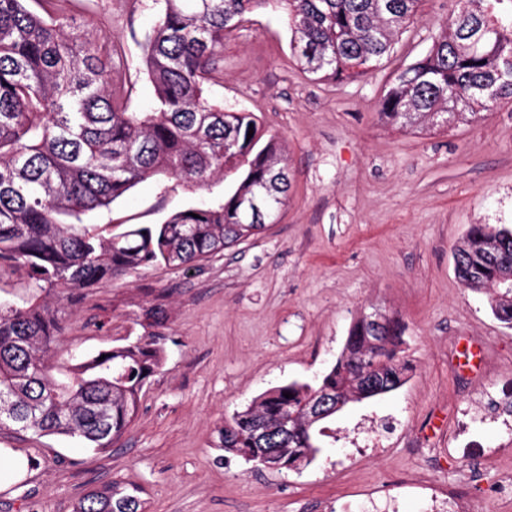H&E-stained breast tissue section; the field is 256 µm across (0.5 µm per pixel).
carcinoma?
I'll use <instances>...</instances> for the list:
<instances>
[{
  "label": "carcinoma",
  "instance_id": "carcinoma-1",
  "mask_svg": "<svg viewBox=\"0 0 512 512\" xmlns=\"http://www.w3.org/2000/svg\"><path fill=\"white\" fill-rule=\"evenodd\" d=\"M163 2L143 44L155 108L136 112L125 88L113 84L123 55L78 25L66 0H38L39 12L28 0H0V271L18 273L32 290L20 305L0 303V431L77 437L96 453L109 450L162 367V336L77 358L55 374L61 300L138 267L191 268L260 234L288 198L282 144L265 137L253 113L226 112L209 95L220 83L224 36L265 0ZM283 2L298 64L336 82L393 53L422 4ZM496 2L458 0L429 51L385 90L382 120L427 131L512 100V19L496 15ZM160 174L192 188L222 179L230 190L160 224L117 232L82 223ZM454 260L462 284L488 294L492 314L511 328L512 227L471 226ZM401 335L393 320L374 346L357 319L317 386L292 382L262 393L217 429L216 447L248 462L264 458L278 471L310 464L320 451V420L308 419L309 400L325 393L345 406L397 390L407 371ZM142 493L137 484H104L84 492L73 512H145Z\"/></svg>",
  "mask_w": 512,
  "mask_h": 512
}]
</instances>
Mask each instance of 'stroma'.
Here are the masks:
<instances>
[{"label": "stroma", "mask_w": 512, "mask_h": 512, "mask_svg": "<svg viewBox=\"0 0 512 512\" xmlns=\"http://www.w3.org/2000/svg\"><path fill=\"white\" fill-rule=\"evenodd\" d=\"M72 3L78 22L124 50L132 106L152 110L133 36L152 29L160 0H99L92 11ZM457 6L424 0L391 56L342 83L301 70L280 0L225 36L213 92L225 111L254 113L285 146L288 200L276 223L202 268L140 267L66 304L57 359L147 335L145 311L159 305L164 363L110 452L0 432V512H72L88 488L113 481L142 486L146 512H360L404 473L475 491L473 512H512V497L496 491L512 471V427L494 419L512 386V328L493 317L486 294L462 286L453 259L471 225L512 227V102L430 133L379 116L385 87L428 51ZM223 197L220 180L191 189L156 176L84 221L158 224ZM374 311L403 327L402 387L327 420L319 454L297 470L256 468L216 448L225 418L263 392L317 383L353 322ZM467 349L479 353L478 370L463 365ZM379 416L400 421L382 452L353 453L348 432ZM470 418L468 437L459 423ZM472 439L481 452L467 451Z\"/></svg>", "instance_id": "35a3bbf8"}]
</instances>
